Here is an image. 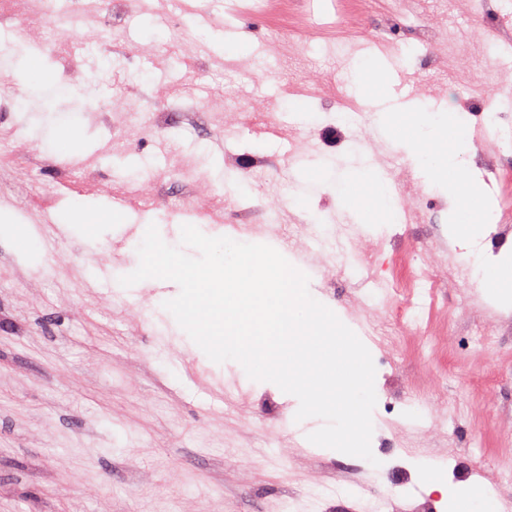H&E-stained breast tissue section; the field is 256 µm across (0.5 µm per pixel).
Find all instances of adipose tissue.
<instances>
[{
    "instance_id": "1",
    "label": "adipose tissue",
    "mask_w": 512,
    "mask_h": 512,
    "mask_svg": "<svg viewBox=\"0 0 512 512\" xmlns=\"http://www.w3.org/2000/svg\"><path fill=\"white\" fill-rule=\"evenodd\" d=\"M396 145L418 166L422 175L434 176L440 181L448 195V232L451 237L466 239L473 225L492 222L494 206L485 183L475 174L465 181L455 176L470 150V139L454 113L416 112L412 128L397 136ZM335 188L337 196L352 201L356 214L362 217L375 210L389 211L393 206L386 185L371 171L363 175L339 176Z\"/></svg>"
}]
</instances>
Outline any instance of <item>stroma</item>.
<instances>
[{"instance_id":"35a3bbf8","label":"stroma","mask_w":512,"mask_h":512,"mask_svg":"<svg viewBox=\"0 0 512 512\" xmlns=\"http://www.w3.org/2000/svg\"><path fill=\"white\" fill-rule=\"evenodd\" d=\"M397 0H214L210 21L175 37L170 14H138L136 0L102 7L124 37L91 55L60 49L50 70L63 94L31 79L28 56L42 43L48 18L17 22L13 81L0 88V213L33 239L42 220L68 221L98 199L100 185L127 197V212L156 224L168 245L180 243L183 211L210 236L247 225L246 242L267 244L308 275L313 297L329 305L368 348L375 368L374 461L329 452L308 441L276 386L247 378L234 361L221 364L191 350L163 307L179 292L169 280L120 285L139 265L118 223L72 231L56 247L52 268L27 262L0 235V512H284L304 507L311 488L336 477L360 479L362 493L327 496V512H362L365 501L418 504L447 512L440 492L417 476L419 464L440 468L446 483L473 485L512 500L499 481L512 447V300L484 295L475 282L449 276L474 256L495 258L512 228H481L466 242L448 236V202L437 184L399 156L380 121L379 104L359 131L324 121L320 108L343 78L333 66H293L314 97L282 96L276 81L213 80L228 35L245 33L252 48L285 52L290 34L360 39L362 57L382 65L376 40L388 34ZM119 62L130 80L122 91L98 61ZM239 94L237 111L214 112L213 100ZM29 109L15 112L13 98ZM137 112L130 124L129 112ZM76 133L94 165L59 167L62 132ZM460 176L480 170L496 207H512V152L473 138ZM376 169L397 188L396 201L418 210L400 223L347 219L334 191L307 186L320 170L336 176ZM142 183L127 194L125 183ZM333 224L354 258L339 264L310 250L312 229ZM108 271L111 289L80 283L90 266ZM390 283V297L366 287ZM435 283L429 298L422 281ZM420 301L419 326L394 309ZM497 338L484 349L475 328ZM245 379L241 407L213 400L212 378ZM459 411L449 416V403ZM281 432L269 446L267 432Z\"/></svg>"}]
</instances>
